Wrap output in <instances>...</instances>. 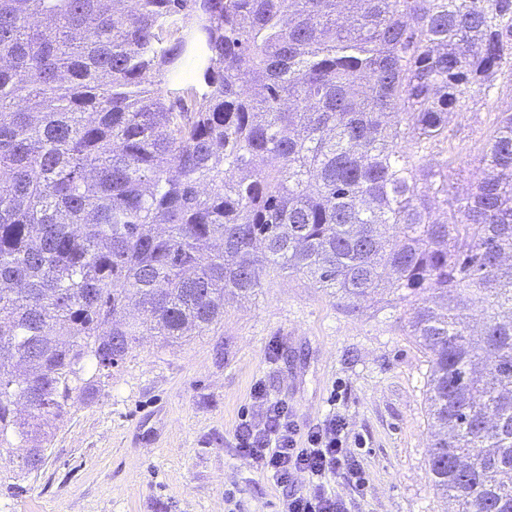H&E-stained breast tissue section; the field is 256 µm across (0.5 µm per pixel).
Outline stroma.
<instances>
[{"mask_svg":"<svg viewBox=\"0 0 512 512\" xmlns=\"http://www.w3.org/2000/svg\"><path fill=\"white\" fill-rule=\"evenodd\" d=\"M512 76L474 94L449 124L462 162L448 191L481 179ZM408 307L385 291L352 303L307 276L281 273L255 296L224 304V321L176 343L147 336L102 379L93 399L52 420L42 469L10 488L19 448L0 449V512H225L235 492L246 512H274L281 491L233 446L252 390L287 400L301 428L330 412L350 426L366 486L332 481L348 512H456L429 470V356L407 334Z\"/></svg>","mask_w":512,"mask_h":512,"instance_id":"obj_1","label":"stroma"}]
</instances>
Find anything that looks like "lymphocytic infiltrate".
<instances>
[{"label": "lymphocytic infiltrate", "instance_id": "f902f5d3", "mask_svg": "<svg viewBox=\"0 0 512 512\" xmlns=\"http://www.w3.org/2000/svg\"><path fill=\"white\" fill-rule=\"evenodd\" d=\"M255 411L241 417L233 439L240 456L282 491L280 512H347L345 501L330 491L336 478L365 485L362 461L348 446L349 423L329 414L301 430L286 400L254 389Z\"/></svg>", "mask_w": 512, "mask_h": 512}]
</instances>
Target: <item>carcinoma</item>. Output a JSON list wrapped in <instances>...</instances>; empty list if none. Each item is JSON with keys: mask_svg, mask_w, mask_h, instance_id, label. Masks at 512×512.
I'll return each instance as SVG.
<instances>
[{"mask_svg": "<svg viewBox=\"0 0 512 512\" xmlns=\"http://www.w3.org/2000/svg\"><path fill=\"white\" fill-rule=\"evenodd\" d=\"M506 66L512 0H0V448L301 273L410 305L433 486L512 512V106L448 196ZM498 81V89L491 96L474 94L459 112L451 117L448 129L450 142L456 147L462 163L448 170V195H464L482 178L475 158L485 150L492 134L498 112L512 102V82L509 67Z\"/></svg>", "mask_w": 512, "mask_h": 512, "instance_id": "carcinoma-1", "label": "carcinoma"}]
</instances>
